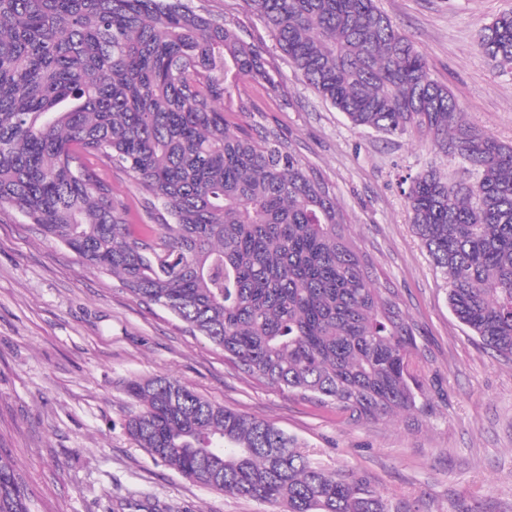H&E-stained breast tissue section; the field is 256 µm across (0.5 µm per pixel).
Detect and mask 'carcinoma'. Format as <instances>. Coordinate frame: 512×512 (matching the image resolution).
<instances>
[{"label":"carcinoma","mask_w":512,"mask_h":512,"mask_svg":"<svg viewBox=\"0 0 512 512\" xmlns=\"http://www.w3.org/2000/svg\"><path fill=\"white\" fill-rule=\"evenodd\" d=\"M294 68L357 127L412 124L473 181L435 169L407 193L457 319L512 360V145L464 123L375 0H247ZM476 48L512 74V10ZM260 50L191 0H0V213L19 212L262 382L367 423L423 408L418 326L345 233L331 187L276 126L247 130ZM140 189L136 229L102 169ZM160 227L155 233L154 226ZM130 436L211 489L281 512H389L274 424L177 380H131ZM0 512H32L0 454Z\"/></svg>","instance_id":"1"}]
</instances>
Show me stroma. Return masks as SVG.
Instances as JSON below:
<instances>
[{
  "label": "stroma",
  "mask_w": 512,
  "mask_h": 512,
  "mask_svg": "<svg viewBox=\"0 0 512 512\" xmlns=\"http://www.w3.org/2000/svg\"><path fill=\"white\" fill-rule=\"evenodd\" d=\"M259 45L272 83L246 82L254 121L279 127L331 186L381 284L418 324L427 413L362 425L265 385L168 311L141 303L15 214L0 216V452L34 512H278L212 490L140 448L126 423L133 379L166 376L293 436L309 459L364 479L390 512H512V363L448 306L447 284L411 225L406 191L459 159L423 129L354 126L306 84L245 0H201ZM447 85L468 122L512 143V77L477 51L479 31L512 0H376Z\"/></svg>",
  "instance_id": "stroma-1"
}]
</instances>
